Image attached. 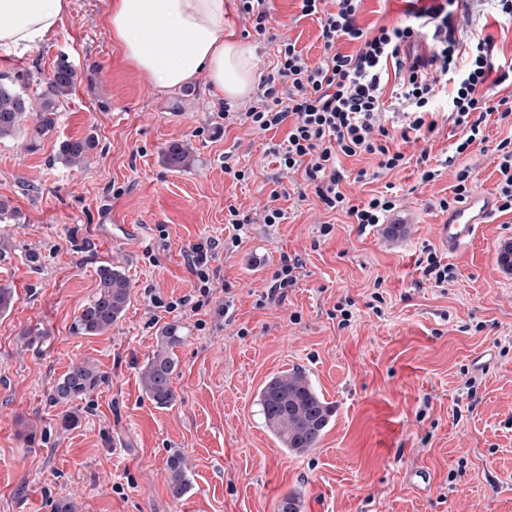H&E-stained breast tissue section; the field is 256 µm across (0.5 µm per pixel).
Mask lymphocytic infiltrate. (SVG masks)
I'll return each instance as SVG.
<instances>
[{
	"label": "lymphocytic infiltrate",
	"mask_w": 512,
	"mask_h": 512,
	"mask_svg": "<svg viewBox=\"0 0 512 512\" xmlns=\"http://www.w3.org/2000/svg\"><path fill=\"white\" fill-rule=\"evenodd\" d=\"M362 0H300L302 16L317 17L323 53L312 62L288 40L277 44L276 62L264 75L246 109L225 107L229 123L287 135L272 144L283 173L303 172L318 198L330 210L345 212L359 229L383 223L396 207L391 195L351 204L341 185L347 175L344 157L373 156L380 171L406 165L395 140L434 132L439 121L453 123L461 135L455 155L466 154L484 142L481 125L488 115L512 119V95L498 96L496 88L512 78V60L498 55L494 40L474 27L473 17L489 11L512 19V0H431L418 7L408 23L364 28L358 23ZM466 28L457 38L456 25ZM354 52L339 50V42ZM429 48L415 53L416 44ZM395 82L402 115L398 133L386 127L382 102L387 82ZM224 221L233 228L225 239L206 237L185 252L200 296H209L210 263L220 252L237 248L250 216L228 206Z\"/></svg>",
	"instance_id": "1"
}]
</instances>
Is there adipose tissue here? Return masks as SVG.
Masks as SVG:
<instances>
[{
  "mask_svg": "<svg viewBox=\"0 0 512 512\" xmlns=\"http://www.w3.org/2000/svg\"><path fill=\"white\" fill-rule=\"evenodd\" d=\"M69 0H0V53L48 40ZM112 38L126 59L170 90L197 78L233 100L257 79L255 46L225 38V0H110Z\"/></svg>",
  "mask_w": 512,
  "mask_h": 512,
  "instance_id": "obj_1",
  "label": "adipose tissue"
}]
</instances>
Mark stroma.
<instances>
[{
    "mask_svg": "<svg viewBox=\"0 0 512 512\" xmlns=\"http://www.w3.org/2000/svg\"><path fill=\"white\" fill-rule=\"evenodd\" d=\"M54 36L38 48L0 55V75L38 88L58 57L81 80L52 132L0 139V201L14 217L0 224L11 254L0 283L16 301L0 316V512H53L69 498L76 512H512V274L497 262L512 241V212H492L461 250L439 242L448 215L431 203L451 195L454 172L469 167L474 190L495 192L490 154L512 126L488 116L486 142L460 157L459 133L439 125L404 144L412 161L344 183L353 205L385 189L397 196L386 224L359 231L283 178L282 223L245 227L242 242L210 268L211 295L197 310L167 313L152 297L196 301L184 251L227 237L225 209H262L277 167L265 151L286 129L225 125L224 99L204 79L163 91L133 68L114 42L109 0H70ZM271 38H254L259 74L279 38L310 61L323 51L320 23L299 0H269ZM409 0H362L360 26L407 20ZM94 135L79 168L59 162L61 142ZM191 147L194 161L169 167L168 147ZM453 157L421 182L414 163ZM232 154L252 177L224 173ZM331 225L322 236V225ZM434 248L456 272L438 288L416 266ZM303 261L279 302L259 305L281 254ZM125 272L132 288L124 316L101 336L72 326L95 291L96 270ZM234 305L225 308V295ZM351 301L340 326L336 306ZM183 341L171 379L172 405L156 406L140 371L163 327ZM87 361L102 381L83 398L57 401L68 368ZM304 370L335 408L317 448L288 454L267 431L257 395L273 375ZM180 453L190 479L181 499L167 486V460ZM426 470V493L409 483Z\"/></svg>",
    "mask_w": 512,
    "mask_h": 512,
    "instance_id": "stroma-1",
    "label": "stroma"
}]
</instances>
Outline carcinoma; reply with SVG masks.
Listing matches in <instances>:
<instances>
[{"label":"carcinoma","instance_id":"obj_1","mask_svg":"<svg viewBox=\"0 0 512 512\" xmlns=\"http://www.w3.org/2000/svg\"><path fill=\"white\" fill-rule=\"evenodd\" d=\"M80 80L78 71L65 58L58 59L47 78L46 87L35 94L0 82V139L15 135L35 117L33 133L40 136L53 131L59 108ZM96 146L95 137L71 138L60 145L59 157L70 166L86 162ZM166 162L173 167H186L190 153L180 144L171 145ZM131 284L125 274L102 265L97 270L94 294L82 307L75 329L84 336H99L112 328L129 304ZM182 343L177 328L161 331L159 345L141 372V384L149 398L166 407L174 399L171 378L178 361L174 349ZM101 381L100 373L85 363L72 365L54 389L58 401L80 399L93 391ZM258 404L267 430L281 448L301 455L318 447L329 426L334 408L316 389L311 379L299 368L272 376L260 388ZM168 487L173 498H181L189 487L182 457L175 453L167 461Z\"/></svg>","mask_w":512,"mask_h":512}]
</instances>
